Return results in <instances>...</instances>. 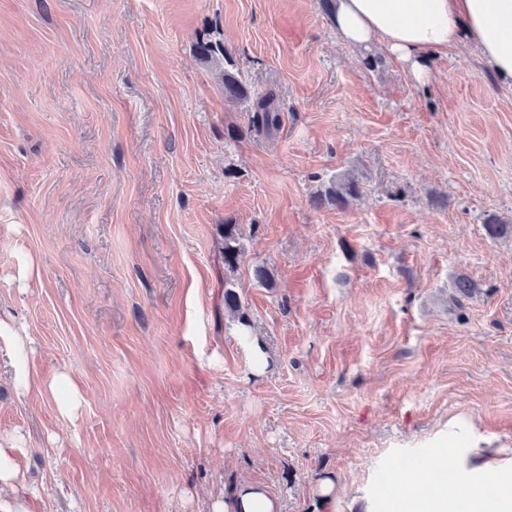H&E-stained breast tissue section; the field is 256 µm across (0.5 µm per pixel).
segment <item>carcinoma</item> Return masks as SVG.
Instances as JSON below:
<instances>
[{"instance_id": "carcinoma-1", "label": "carcinoma", "mask_w": 512, "mask_h": 512, "mask_svg": "<svg viewBox=\"0 0 512 512\" xmlns=\"http://www.w3.org/2000/svg\"><path fill=\"white\" fill-rule=\"evenodd\" d=\"M195 54L207 67L220 69L224 99L248 105L250 112L248 131L267 137L280 129L281 114L275 107L271 92H251L235 72V60L218 41H200L195 45ZM364 185L354 176L340 173L328 179V183L311 196L314 207L330 205L346 207L349 202L363 195ZM484 227L492 238L512 235V225L502 223L497 216H489ZM221 241L220 255L224 263V310L232 315L243 329L252 327L247 308L237 291V273L246 259V246L240 225L231 219L219 225Z\"/></svg>"}]
</instances>
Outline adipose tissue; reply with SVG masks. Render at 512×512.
Returning a JSON list of instances; mask_svg holds the SVG:
<instances>
[{"label":"adipose tissue","instance_id":"adipose-tissue-1","mask_svg":"<svg viewBox=\"0 0 512 512\" xmlns=\"http://www.w3.org/2000/svg\"><path fill=\"white\" fill-rule=\"evenodd\" d=\"M331 15L342 41L356 48L378 44L410 66L417 80L428 78L431 53L467 40L498 82L512 88V0H332ZM0 353L9 360L18 395L38 385L29 347L16 324L3 319ZM482 442L473 421L450 419L448 452L438 462L454 490L440 482L421 485L412 473L407 492L379 505L368 503L362 512H470L475 497L481 512H512V453ZM490 474L496 489L487 495L483 484Z\"/></svg>","mask_w":512,"mask_h":512}]
</instances>
